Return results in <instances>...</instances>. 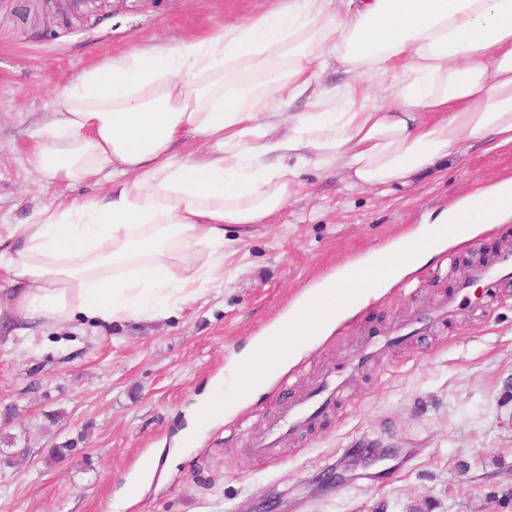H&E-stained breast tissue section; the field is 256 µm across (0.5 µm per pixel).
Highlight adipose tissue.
Returning <instances> with one entry per match:
<instances>
[{"label":"adipose tissue","instance_id":"adipose-tissue-1","mask_svg":"<svg viewBox=\"0 0 512 512\" xmlns=\"http://www.w3.org/2000/svg\"><path fill=\"white\" fill-rule=\"evenodd\" d=\"M350 79L326 89L329 62ZM304 99L306 109L283 107ZM203 151L185 160L186 137ZM512 146V0H279L172 49L82 72L26 162L99 182L0 239L18 335L164 316L216 282L228 224H266L302 166L348 186L406 182L462 142Z\"/></svg>","mask_w":512,"mask_h":512}]
</instances>
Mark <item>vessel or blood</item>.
<instances>
[{
    "label": "vessel or blood",
    "instance_id": "1",
    "mask_svg": "<svg viewBox=\"0 0 512 512\" xmlns=\"http://www.w3.org/2000/svg\"><path fill=\"white\" fill-rule=\"evenodd\" d=\"M510 275L512 276V249L506 248L487 264L471 267L466 278L473 281ZM458 313L459 308L453 301L434 310L419 309L409 317L406 327L412 335H424ZM393 336L394 333L390 330L372 336L367 346L351 359L349 366L352 375L359 374L371 359L382 356L385 346L392 341ZM350 384V377L340 379L335 371L326 370L311 391L292 400L280 413L267 421L263 433L253 443L252 454L261 460L275 458L282 441L304 433L312 420L334 410L337 401L348 393Z\"/></svg>",
    "mask_w": 512,
    "mask_h": 512
}]
</instances>
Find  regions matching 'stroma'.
Returning <instances> with one entry per match:
<instances>
[{"instance_id": "35a3bbf8", "label": "stroma", "mask_w": 512, "mask_h": 512, "mask_svg": "<svg viewBox=\"0 0 512 512\" xmlns=\"http://www.w3.org/2000/svg\"><path fill=\"white\" fill-rule=\"evenodd\" d=\"M274 0H0V232L64 196L108 182L50 184L25 163L58 94L86 69L141 48H172L270 9ZM512 177V147L471 142L386 192L349 189L306 168L273 223L229 224L224 281L164 319L79 323L7 337L0 329V512H512V281L475 284L476 302L418 340L397 338L345 403L288 440L276 459L248 448L268 418L353 357L369 333L447 300L472 263L512 246V220L445 249L397 280L235 414L180 442L226 364L311 288L383 254L427 211ZM73 443L56 461L52 448ZM401 460L322 490L316 480L358 448ZM159 466L144 476L145 457Z\"/></svg>"}]
</instances>
